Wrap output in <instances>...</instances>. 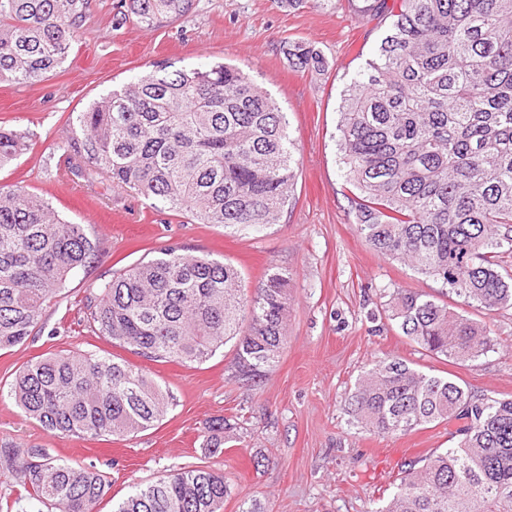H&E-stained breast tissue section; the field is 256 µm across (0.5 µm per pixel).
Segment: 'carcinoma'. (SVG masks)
<instances>
[{"mask_svg": "<svg viewBox=\"0 0 512 512\" xmlns=\"http://www.w3.org/2000/svg\"><path fill=\"white\" fill-rule=\"evenodd\" d=\"M89 0H0V80L42 81L69 56ZM123 18L160 27L194 0H121ZM361 17L390 19L346 88L338 146L355 190L356 223L375 252L403 262L487 310L512 308V0H363ZM288 63L321 71L322 51L288 43ZM55 170L109 182L238 234L279 221L295 180L287 113L247 72L224 63L138 75L69 117ZM0 127V169L31 146ZM99 244L50 202L0 184V350L24 342ZM288 273L247 295L236 268L169 246L112 272L83 299L86 323L152 362L202 363L234 342L233 377L251 386L274 370L288 339ZM402 335L464 365L493 350L486 326L447 303L397 288L385 301ZM8 396L54 434L96 439L153 426L169 395L144 371L109 356L63 353L28 363ZM348 413L377 434L448 424L452 448L404 465L380 512H512V398L474 400L460 383L388 356L367 368ZM222 418L203 447L224 450ZM40 464L34 466L29 458ZM0 469L19 475L35 512H91L108 489L92 467L43 449L0 445ZM224 474L178 470L137 486L114 512H219Z\"/></svg>", "mask_w": 512, "mask_h": 512, "instance_id": "1", "label": "carcinoma"}]
</instances>
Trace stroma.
Wrapping results in <instances>:
<instances>
[{"label":"stroma","mask_w":512,"mask_h":512,"mask_svg":"<svg viewBox=\"0 0 512 512\" xmlns=\"http://www.w3.org/2000/svg\"><path fill=\"white\" fill-rule=\"evenodd\" d=\"M116 3L89 0L77 44L48 78L0 82V123L35 134L31 150L0 169V183L49 199L62 219L84 225L100 243L95 263L64 283L41 329L0 350V445L43 448L72 465L94 466L111 483L95 512H113L133 486L193 468L223 472L232 492L221 512H377L405 462L456 440L444 425L388 436L354 426L345 401L366 367L392 354L427 372L456 375L473 398L512 396V308L484 314L442 282L377 254L356 224L337 146L338 112L387 20L356 16L348 0L324 10L287 9L276 0H195L188 19L151 28L116 21ZM294 39L316 45L325 70L291 68L283 46ZM215 61L250 73L288 114L296 179L279 224L234 235L215 224L188 223L183 212L134 194L105 199L101 185L41 169L42 161L61 155L69 115L112 87L159 65L177 70ZM173 244L232 265L248 293L269 266L287 268L288 343L261 386L232 377L229 350L201 364L145 363L86 326L80 301L90 287ZM397 288L485 321L495 349L463 366L425 352L383 310L386 293ZM63 351L108 353L142 366L173 404L157 425L128 437L51 434L5 392L28 363ZM216 418L228 422V440L223 453L209 455L203 436ZM259 452L270 458L261 467L253 462Z\"/></svg>","instance_id":"stroma-1"}]
</instances>
